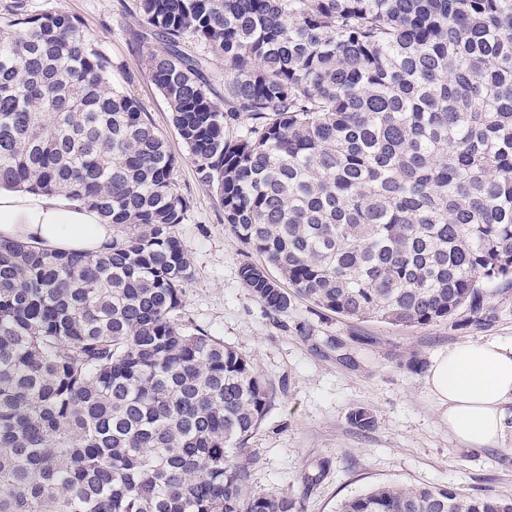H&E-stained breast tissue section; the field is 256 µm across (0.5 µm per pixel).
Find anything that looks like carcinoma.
Returning a JSON list of instances; mask_svg holds the SVG:
<instances>
[{"label":"carcinoma","mask_w":512,"mask_h":512,"mask_svg":"<svg viewBox=\"0 0 512 512\" xmlns=\"http://www.w3.org/2000/svg\"><path fill=\"white\" fill-rule=\"evenodd\" d=\"M130 11L166 45L152 79L224 223L263 257L239 277L269 313L298 296L402 327L488 319V286L512 288V0ZM111 71L73 17L4 5L0 188L64 194L130 233L96 254L0 240V512H300L248 491L240 455L273 390L175 319L188 202ZM338 512H512V497L380 485Z\"/></svg>","instance_id":"1"}]
</instances>
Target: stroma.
I'll use <instances>...</instances> for the list:
<instances>
[{
    "label": "stroma",
    "mask_w": 512,
    "mask_h": 512,
    "mask_svg": "<svg viewBox=\"0 0 512 512\" xmlns=\"http://www.w3.org/2000/svg\"><path fill=\"white\" fill-rule=\"evenodd\" d=\"M129 2L28 0L32 12L61 11L83 23L175 159L173 178L189 203L176 235L192 267L176 317L250 356L273 387L272 407L243 457L251 493L297 498L302 512H336L344 499L387 483L512 496V450H472L450 439L424 384L432 358L449 346L512 338V290L489 298L491 318L480 325L464 313L414 328L360 322L301 298L286 314H268L238 276L258 256L235 239L215 194L200 183L149 71L164 46L145 35ZM357 408L373 413L372 430L351 425ZM308 474L317 477L310 486Z\"/></svg>",
    "instance_id": "stroma-1"
}]
</instances>
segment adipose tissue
Masks as SVG:
<instances>
[{
	"label": "adipose tissue",
	"instance_id": "1",
	"mask_svg": "<svg viewBox=\"0 0 512 512\" xmlns=\"http://www.w3.org/2000/svg\"><path fill=\"white\" fill-rule=\"evenodd\" d=\"M0 237L58 251L96 252L113 232L97 212L59 194L0 188ZM428 394L448 435L480 450L512 438V340L468 342L434 356Z\"/></svg>",
	"mask_w": 512,
	"mask_h": 512
}]
</instances>
